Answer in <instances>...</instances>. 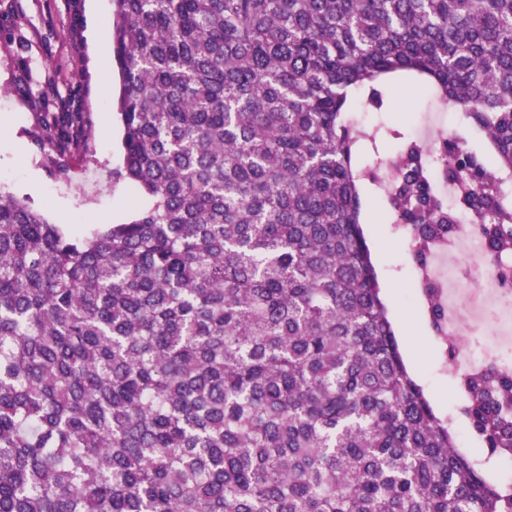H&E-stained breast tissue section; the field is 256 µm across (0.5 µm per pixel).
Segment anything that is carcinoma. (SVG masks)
Returning <instances> with one entry per match:
<instances>
[{
	"label": "carcinoma",
	"instance_id": "1",
	"mask_svg": "<svg viewBox=\"0 0 512 512\" xmlns=\"http://www.w3.org/2000/svg\"><path fill=\"white\" fill-rule=\"evenodd\" d=\"M117 176L76 236L0 194V512H512V369L461 380L456 449L409 373L362 225L450 234L426 148L359 126L414 86L443 177L512 254V0H113ZM86 112L30 138L65 174ZM397 177L364 159L391 140Z\"/></svg>",
	"mask_w": 512,
	"mask_h": 512
}]
</instances>
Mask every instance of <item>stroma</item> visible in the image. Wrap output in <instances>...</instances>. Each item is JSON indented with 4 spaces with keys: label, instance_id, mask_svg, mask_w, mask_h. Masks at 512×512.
Returning <instances> with one entry per match:
<instances>
[{
    "label": "stroma",
    "instance_id": "stroma-1",
    "mask_svg": "<svg viewBox=\"0 0 512 512\" xmlns=\"http://www.w3.org/2000/svg\"><path fill=\"white\" fill-rule=\"evenodd\" d=\"M111 18L112 0H0V191L72 233L128 222L134 212L126 183L112 177L120 165L111 97L119 74L111 31L98 27ZM71 92L91 117L88 150L70 153L68 173L58 176L43 164L27 133L41 129L46 114L55 111V94ZM364 233L410 374L437 416L453 417L455 434L466 435L465 454L485 457L461 411L460 380L449 371L451 350L439 339L412 275L419 257L401 246L385 221L365 225Z\"/></svg>",
    "mask_w": 512,
    "mask_h": 512
}]
</instances>
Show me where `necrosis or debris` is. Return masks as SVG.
I'll list each match as a JSON object with an SVG mask.
<instances>
[{
  "instance_id": "4bbe7bcc",
  "label": "necrosis or debris",
  "mask_w": 512,
  "mask_h": 512,
  "mask_svg": "<svg viewBox=\"0 0 512 512\" xmlns=\"http://www.w3.org/2000/svg\"><path fill=\"white\" fill-rule=\"evenodd\" d=\"M487 247L464 213H456L455 229L431 244L415 280L432 286L444 312L441 334L451 346L452 370L464 375L488 365V352L512 356V291L503 287L504 269L486 274L475 288L462 287L454 277L458 256L486 255Z\"/></svg>"
}]
</instances>
